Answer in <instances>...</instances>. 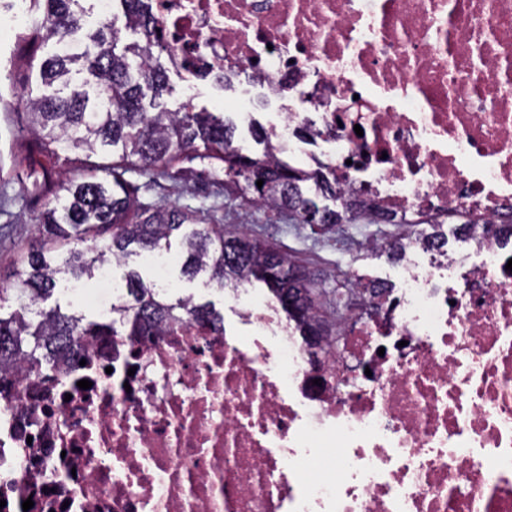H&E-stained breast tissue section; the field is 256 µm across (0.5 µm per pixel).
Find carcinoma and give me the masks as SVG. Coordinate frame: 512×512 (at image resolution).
<instances>
[{
  "label": "carcinoma",
  "mask_w": 512,
  "mask_h": 512,
  "mask_svg": "<svg viewBox=\"0 0 512 512\" xmlns=\"http://www.w3.org/2000/svg\"><path fill=\"white\" fill-rule=\"evenodd\" d=\"M87 0H29L31 22L18 34L24 52L53 41L40 63L47 92L20 113L23 127L40 145L42 160L29 167L32 191L45 199L36 218L41 246L17 263L12 287L0 289V303L15 309L0 316V387L21 363L49 374L59 354L82 345L87 336H156L187 322L212 330L224 317L210 302L172 297L128 268L133 255L155 258L179 244L181 274L205 278L219 290L264 283L314 356L336 352L337 322H328L320 298L327 294L308 267L266 242L199 224L188 211L167 204H142L130 172L163 176L187 152L203 164L196 177L224 190L236 189L246 203L288 214L294 224H388V217L347 198L318 170L285 163L269 134H258L263 151L244 155L233 144L235 126L222 112L196 111L192 103L171 112L161 102L169 92L164 64L154 55L146 0H117L123 29L140 35L122 41L110 21L84 32ZM74 174L52 186L47 171L60 161ZM224 171L225 180L215 177ZM263 181L257 186V181ZM430 248L426 238L405 230L385 251L396 262L407 243ZM112 264L123 301L106 319H92L68 300L43 306L65 285H86L102 266Z\"/></svg>",
  "instance_id": "obj_1"
}]
</instances>
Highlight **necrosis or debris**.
Masks as SVG:
<instances>
[{"mask_svg": "<svg viewBox=\"0 0 512 512\" xmlns=\"http://www.w3.org/2000/svg\"><path fill=\"white\" fill-rule=\"evenodd\" d=\"M148 4L168 70L254 79L278 148L359 200L512 214V0ZM511 260L483 237L407 250L401 292L318 362L251 299L250 336H92L56 373L20 370L0 389V512H512Z\"/></svg>", "mask_w": 512, "mask_h": 512, "instance_id": "necrosis-or-debris-1", "label": "necrosis or debris"}]
</instances>
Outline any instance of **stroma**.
<instances>
[{"instance_id": "35a3bbf8", "label": "stroma", "mask_w": 512, "mask_h": 512, "mask_svg": "<svg viewBox=\"0 0 512 512\" xmlns=\"http://www.w3.org/2000/svg\"><path fill=\"white\" fill-rule=\"evenodd\" d=\"M17 53L16 35L0 27V96L24 104L40 96L43 88L38 70L26 73L14 69ZM168 85L170 92L164 101L171 110L178 109L189 96L193 97L197 107L212 112L223 111L224 101L228 98L251 101V112L235 118L234 144L246 153L257 149L252 128L269 126L278 118V105H257L258 90L244 82L229 91L210 80L196 82L190 87L172 73L168 76ZM38 152L36 141L22 128L15 111H0V288L9 287L12 267L36 237L35 217L43 209L44 201L23 194L16 175L27 169L29 158ZM198 167L195 161L180 162L168 176L152 186L146 185L144 178L135 173L130 174L129 179L139 185L141 202L173 204L194 211L198 216L241 227L305 262L326 288H334V279L338 276L399 285V264L389 261L383 252L366 248L372 239L388 241L396 232L394 225L339 224L324 230L309 224H292L287 216L244 206L241 200L215 194L212 186L194 182L193 173ZM165 277L173 293L191 294L199 300L213 302L223 314L228 332L249 335V327L240 324L235 314L232 290L210 288L199 280L187 281L181 278L179 266L174 262L170 263Z\"/></svg>"}]
</instances>
